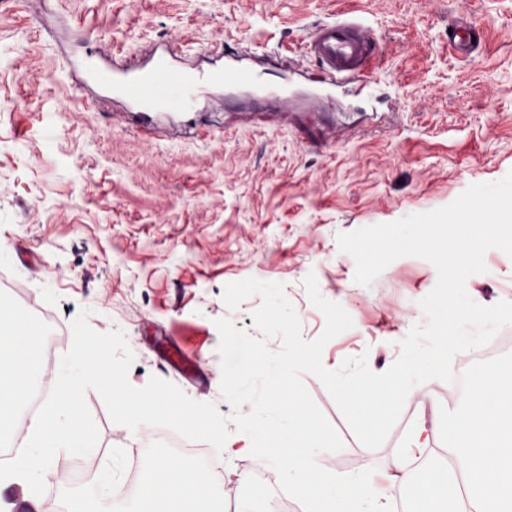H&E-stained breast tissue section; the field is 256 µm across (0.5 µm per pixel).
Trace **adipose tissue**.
<instances>
[{"label": "adipose tissue", "instance_id": "adipose-tissue-1", "mask_svg": "<svg viewBox=\"0 0 512 512\" xmlns=\"http://www.w3.org/2000/svg\"><path fill=\"white\" fill-rule=\"evenodd\" d=\"M43 333L30 311L0 302V446L14 447L21 413L32 397L34 358ZM447 454L460 472L463 491L449 494L448 475L432 470L423 477L398 463L385 508L394 494L408 490L406 512H512V371L474 374L463 414L448 430ZM146 480L134 501L113 484L99 508L76 494L67 512H222L221 490L202 468L159 453L145 462Z\"/></svg>", "mask_w": 512, "mask_h": 512}]
</instances>
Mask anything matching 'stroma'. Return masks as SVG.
Here are the masks:
<instances>
[{"instance_id":"obj_1","label":"stroma","mask_w":512,"mask_h":512,"mask_svg":"<svg viewBox=\"0 0 512 512\" xmlns=\"http://www.w3.org/2000/svg\"><path fill=\"white\" fill-rule=\"evenodd\" d=\"M344 13L377 40L364 80L340 82L331 99L284 103L271 92L306 89L322 71L301 50L319 24ZM459 17L483 32L466 57L448 51ZM167 46L177 65L200 73L219 56H246L259 87H203L194 111H174L157 139L121 117L123 100L87 80L91 56L140 60ZM512 171V0H0V300L30 309L43 330L40 360L49 378L72 340L82 309L99 332L121 329L133 352L128 379L158 377L190 398L235 410L220 391V318L259 337L248 297L228 309L226 284L254 277L279 282L305 339L324 329L303 280L315 273L322 296L341 304L354 326L325 347L335 369L367 356L385 372L400 341L425 323L419 302L437 271L406 256L371 287L354 281L355 262L339 234L450 204L470 185ZM468 278L477 303L512 301V257L485 255ZM303 381L344 447L324 451L323 468L392 475L418 422L437 425L462 393L431 380L412 399L384 444L365 448L314 376ZM86 401L99 430L95 455L67 459L70 482H47L43 496L12 484L0 501L13 512H64L71 494L97 500V474L126 482L129 455L147 459L188 447L166 428L115 424L96 391ZM205 446L195 464L223 491L224 512H303L278 493V477L243 448ZM249 475V483L238 480ZM268 493L256 498L252 480Z\"/></svg>"}]
</instances>
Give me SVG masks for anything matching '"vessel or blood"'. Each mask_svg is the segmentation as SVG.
<instances>
[{"instance_id": "obj_1", "label": "vessel or blood", "mask_w": 512, "mask_h": 512, "mask_svg": "<svg viewBox=\"0 0 512 512\" xmlns=\"http://www.w3.org/2000/svg\"><path fill=\"white\" fill-rule=\"evenodd\" d=\"M476 33L471 22L458 21L448 36V45L457 54H470L476 48L472 41ZM304 51L314 57L330 80L350 81L362 78L368 71L375 56V42L368 35L364 22L356 18H339L319 24L311 33ZM192 86L190 78L170 67L161 57L125 81L121 90L142 105L139 123L144 126L149 119L147 110L152 106L188 108Z\"/></svg>"}]
</instances>
